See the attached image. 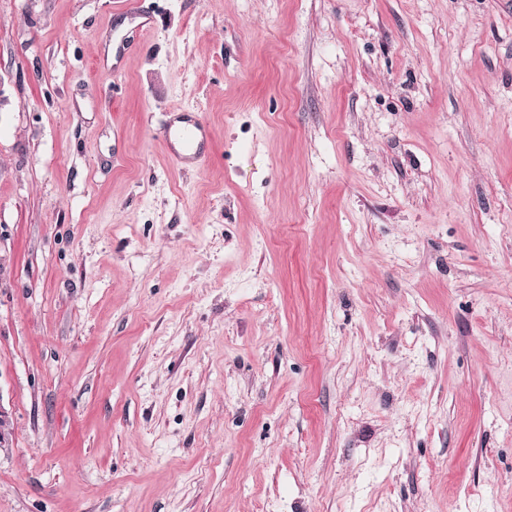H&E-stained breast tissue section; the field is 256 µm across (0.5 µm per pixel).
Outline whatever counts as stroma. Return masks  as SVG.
<instances>
[{
  "instance_id": "obj_1",
  "label": "stroma",
  "mask_w": 512,
  "mask_h": 512,
  "mask_svg": "<svg viewBox=\"0 0 512 512\" xmlns=\"http://www.w3.org/2000/svg\"><path fill=\"white\" fill-rule=\"evenodd\" d=\"M0 404V512H512V0H0ZM175 116V117H174ZM175 120L181 122L176 125ZM164 142L174 147L173 160L179 165L199 163L205 155L211 132L198 112L180 110L160 128ZM174 141H179L181 151L176 150Z\"/></svg>"
}]
</instances>
